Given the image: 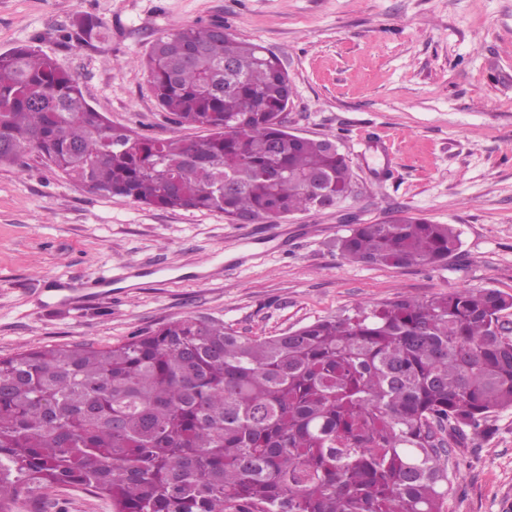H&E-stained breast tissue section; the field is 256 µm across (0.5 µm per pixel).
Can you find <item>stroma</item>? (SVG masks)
Returning a JSON list of instances; mask_svg holds the SVG:
<instances>
[{"label":"stroma","instance_id":"obj_1","mask_svg":"<svg viewBox=\"0 0 512 512\" xmlns=\"http://www.w3.org/2000/svg\"><path fill=\"white\" fill-rule=\"evenodd\" d=\"M85 13L105 39L62 44ZM214 22L280 58L289 129L336 139L358 197L241 224L101 196L38 161L0 165V357L107 348L187 316L271 336L402 297L512 295V0H0V53L32 45L53 57L112 124L194 137L201 128L158 106L141 61L162 33ZM399 215L452 225L458 254L409 267L340 255L349 224ZM102 277L108 298L82 304ZM16 510L112 504L61 487ZM442 512H512V409L452 445Z\"/></svg>","mask_w":512,"mask_h":512}]
</instances>
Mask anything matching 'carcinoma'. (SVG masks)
<instances>
[{"instance_id": "carcinoma-1", "label": "carcinoma", "mask_w": 512, "mask_h": 512, "mask_svg": "<svg viewBox=\"0 0 512 512\" xmlns=\"http://www.w3.org/2000/svg\"><path fill=\"white\" fill-rule=\"evenodd\" d=\"M105 37L91 14L65 45ZM158 106L195 138L114 126L78 79L31 46L0 54V164L52 167L148 207L273 219L359 194L330 138L288 130V73L216 24L177 28L143 60ZM449 224H356L354 262L434 265ZM512 295L453 290L357 307L274 336L185 317L106 349L0 358V512L26 493L80 485L112 512H441L439 434L512 408Z\"/></svg>"}]
</instances>
